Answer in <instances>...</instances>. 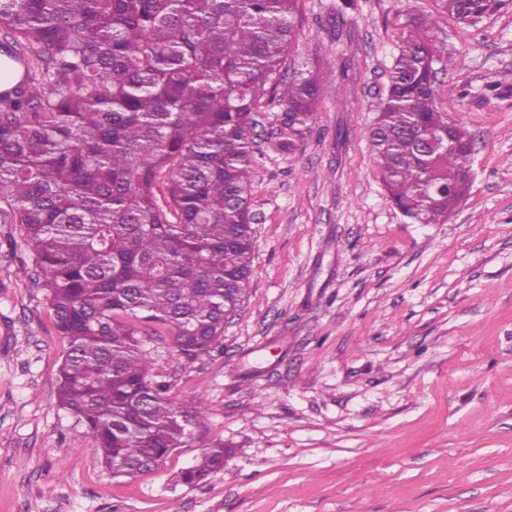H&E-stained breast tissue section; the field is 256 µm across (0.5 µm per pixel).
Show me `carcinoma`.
I'll use <instances>...</instances> for the list:
<instances>
[{
  "label": "carcinoma",
  "instance_id": "cac0c4a2",
  "mask_svg": "<svg viewBox=\"0 0 512 512\" xmlns=\"http://www.w3.org/2000/svg\"><path fill=\"white\" fill-rule=\"evenodd\" d=\"M411 18L367 139L395 207L450 220L472 180L436 103L447 48L433 29L474 25L506 0H436ZM298 0H0V198L45 274L67 342L57 402L103 463L137 477L206 419L152 379L139 326L209 353L249 290L255 114L277 103L280 134L308 126L317 73L282 80ZM441 143L424 157L413 140ZM224 442L182 470L197 486L224 468Z\"/></svg>",
  "mask_w": 512,
  "mask_h": 512
}]
</instances>
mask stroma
<instances>
[{"mask_svg": "<svg viewBox=\"0 0 512 512\" xmlns=\"http://www.w3.org/2000/svg\"><path fill=\"white\" fill-rule=\"evenodd\" d=\"M299 0L287 71L321 97L282 147L256 114L250 291L194 359L148 332L153 378L204 424L154 471L113 475L56 398L66 342L19 225L0 223V512H512V0L442 19L435 85L475 141L445 224L391 205L367 140L404 24L434 0ZM223 470L176 478L212 442Z\"/></svg>", "mask_w": 512, "mask_h": 512, "instance_id": "35a3bbf8", "label": "stroma"}]
</instances>
